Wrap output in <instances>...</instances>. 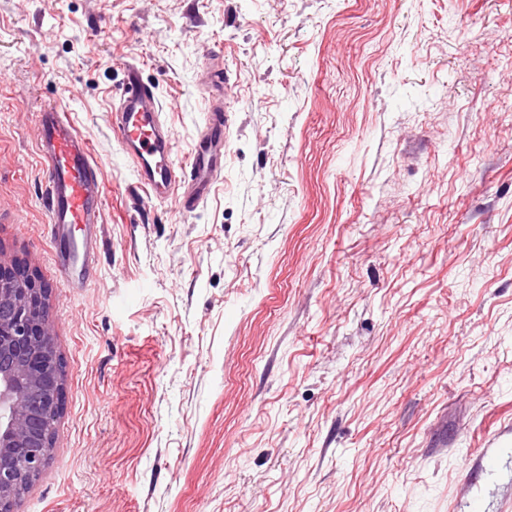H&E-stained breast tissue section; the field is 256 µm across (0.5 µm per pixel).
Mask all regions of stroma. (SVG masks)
<instances>
[{
	"label": "stroma",
	"mask_w": 512,
	"mask_h": 512,
	"mask_svg": "<svg viewBox=\"0 0 512 512\" xmlns=\"http://www.w3.org/2000/svg\"><path fill=\"white\" fill-rule=\"evenodd\" d=\"M220 50L209 198L112 129L141 68L183 167ZM105 191L53 267L35 114ZM0 262L48 290L63 411L18 512H512V0H0Z\"/></svg>",
	"instance_id": "stroma-1"
}]
</instances>
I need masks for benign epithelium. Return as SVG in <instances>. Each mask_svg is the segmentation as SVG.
Returning a JSON list of instances; mask_svg holds the SVG:
<instances>
[{"label":"benign epithelium","mask_w":512,"mask_h":512,"mask_svg":"<svg viewBox=\"0 0 512 512\" xmlns=\"http://www.w3.org/2000/svg\"><path fill=\"white\" fill-rule=\"evenodd\" d=\"M48 291L0 263V512H17L50 455L64 365L46 318Z\"/></svg>","instance_id":"1"}]
</instances>
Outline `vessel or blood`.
Segmentation results:
<instances>
[{"label": "vessel or blood", "mask_w": 512, "mask_h": 512, "mask_svg": "<svg viewBox=\"0 0 512 512\" xmlns=\"http://www.w3.org/2000/svg\"><path fill=\"white\" fill-rule=\"evenodd\" d=\"M228 85V77L219 73L208 88L213 100L187 163L190 176L184 180L176 175L171 159L172 136L160 120L162 105L154 84L144 81L137 66L125 70L119 103L112 113V128L125 153L135 161L141 185L161 198L180 189L183 211H193L207 199L224 165V140L233 120L222 99ZM36 140L45 176V206L57 243L58 271L70 287H88L101 229V168L89 142L60 106L49 105L38 112Z\"/></svg>", "instance_id": "obj_1"}]
</instances>
